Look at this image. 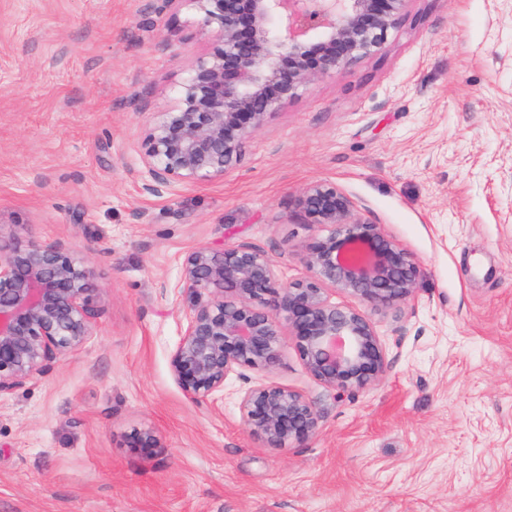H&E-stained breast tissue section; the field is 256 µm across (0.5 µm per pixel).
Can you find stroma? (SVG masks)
<instances>
[{"label":"stroma","mask_w":512,"mask_h":512,"mask_svg":"<svg viewBox=\"0 0 512 512\" xmlns=\"http://www.w3.org/2000/svg\"><path fill=\"white\" fill-rule=\"evenodd\" d=\"M213 42L157 0H0V244H65L98 309L83 349L0 397V512H512V0H408L223 179L142 196L126 171ZM316 181L421 267L410 301L371 314L387 374L331 391L285 333L271 370L189 400L170 367L198 301L175 288L185 253L253 244L303 279ZM256 383L307 396L317 434L285 452L251 436ZM143 427L163 441L149 459L126 446Z\"/></svg>","instance_id":"35a3bbf8"}]
</instances>
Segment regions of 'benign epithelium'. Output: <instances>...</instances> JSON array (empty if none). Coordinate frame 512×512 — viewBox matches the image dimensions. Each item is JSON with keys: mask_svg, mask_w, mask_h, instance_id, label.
Instances as JSON below:
<instances>
[{"mask_svg": "<svg viewBox=\"0 0 512 512\" xmlns=\"http://www.w3.org/2000/svg\"><path fill=\"white\" fill-rule=\"evenodd\" d=\"M162 2L190 6L215 42L146 130L140 168L127 170L140 194L157 198L178 183L224 178L246 139L303 85L379 49L408 0ZM298 206L307 223L332 227L301 246L302 280H279L269 255L250 244L186 253L177 288L207 300L186 311L170 365L192 401L215 400L232 374L273 368L283 321L305 368L325 388L363 391L385 376L386 351L366 308L410 299L420 266L331 183L306 186ZM95 276L59 242L0 246V395L85 346L97 315ZM331 291L343 300L331 301ZM239 409L249 433L275 450L307 441L319 427L312 402L277 384L242 389ZM126 447L149 458L162 442L146 428L131 433Z\"/></svg>", "mask_w": 512, "mask_h": 512, "instance_id": "7a95c632", "label": "benign epithelium"}]
</instances>
